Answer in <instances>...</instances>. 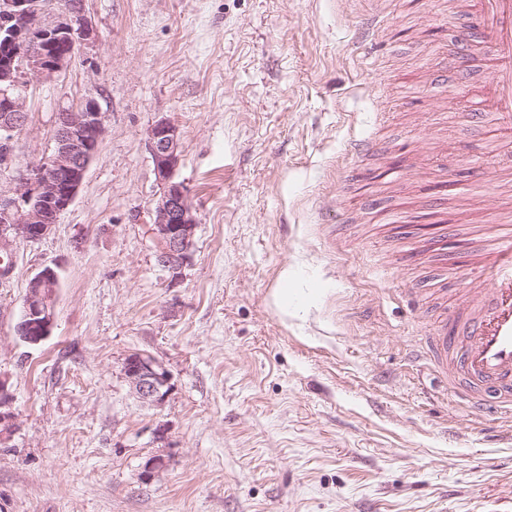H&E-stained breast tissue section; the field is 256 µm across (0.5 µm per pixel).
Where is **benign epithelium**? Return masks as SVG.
Instances as JSON below:
<instances>
[{
  "label": "benign epithelium",
  "instance_id": "1",
  "mask_svg": "<svg viewBox=\"0 0 512 512\" xmlns=\"http://www.w3.org/2000/svg\"><path fill=\"white\" fill-rule=\"evenodd\" d=\"M40 17L27 26L22 18ZM63 38L70 49L48 52L42 43ZM94 39L85 0H68L56 17L44 15L43 0H0V145L7 148L28 123L26 89L31 78H51L75 52ZM105 132L104 117L95 100L56 114L53 145L38 163L19 172L13 194L0 192V280L10 278L8 260L14 243H35L47 237L60 216L72 205L91 162L98 154ZM154 173L162 192L153 209V234L162 244L159 261L179 277L190 260L197 221L184 185L175 180L181 161L178 128L168 119L156 121L147 131ZM59 286L58 266L46 265L29 280L22 303L18 338L37 346L52 332ZM124 375L132 392L144 404L160 407L171 388V374L163 362L148 353H134L124 363ZM12 396L0 382V437L14 428L9 411ZM162 455L142 465L141 479L163 470Z\"/></svg>",
  "mask_w": 512,
  "mask_h": 512
}]
</instances>
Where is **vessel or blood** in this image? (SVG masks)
<instances>
[{
    "label": "vessel or blood",
    "mask_w": 512,
    "mask_h": 512,
    "mask_svg": "<svg viewBox=\"0 0 512 512\" xmlns=\"http://www.w3.org/2000/svg\"><path fill=\"white\" fill-rule=\"evenodd\" d=\"M470 3L472 29L460 38L491 55L487 110L497 132L512 134V0ZM470 274L465 303L433 328L429 360L454 396L512 416V234L475 251Z\"/></svg>",
    "instance_id": "vessel-or-blood-1"
}]
</instances>
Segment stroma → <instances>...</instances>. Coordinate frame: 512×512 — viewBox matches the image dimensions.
<instances>
[{"label":"stroma","mask_w":512,"mask_h":512,"mask_svg":"<svg viewBox=\"0 0 512 512\" xmlns=\"http://www.w3.org/2000/svg\"><path fill=\"white\" fill-rule=\"evenodd\" d=\"M86 13L95 41L32 81L0 167L13 192L57 112L98 103L105 133L74 203L43 240L14 244L0 283L16 421L0 512H512V420L472 415L407 357L429 313L460 301L459 253L512 230V179L473 180L512 151L483 120L487 62L457 64L465 0H86ZM371 14L384 26L366 40ZM163 117L198 221L176 280L151 231L147 130ZM362 137L377 152L349 156ZM441 151L446 265L396 227L433 222L422 203ZM51 264L55 325L30 347L16 325ZM135 352L171 374L162 407L125 379ZM156 454L166 468L141 480Z\"/></svg>","instance_id":"1"}]
</instances>
